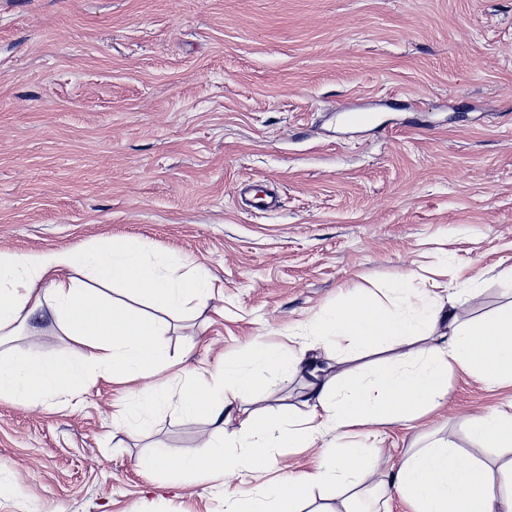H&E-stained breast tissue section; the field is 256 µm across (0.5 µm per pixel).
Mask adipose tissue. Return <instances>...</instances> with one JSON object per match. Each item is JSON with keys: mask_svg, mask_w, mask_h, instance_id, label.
Segmentation results:
<instances>
[{"mask_svg": "<svg viewBox=\"0 0 512 512\" xmlns=\"http://www.w3.org/2000/svg\"><path fill=\"white\" fill-rule=\"evenodd\" d=\"M414 278L407 272L391 286L395 306L366 294H345L293 347L260 344L236 360L217 361L204 385L176 386L154 378L166 361L161 338L168 319L206 306L213 297L207 270L186 269L171 253L153 256L148 244L134 237L40 254L0 251V397L32 406L48 396L80 393L103 373L139 385L113 419L130 431L146 430L152 415L169 407L189 416L208 412L214 438L192 455L151 448L139 463L151 478L168 469L198 478L228 469L264 471L273 464V449L313 448L329 433L346 438L345 447L313 470L270 483L260 495L226 499L225 512H358L357 503L370 489L401 492L412 512H512V477L496 480L486 460L466 457L449 440L422 436L386 470L361 443L378 437L380 427L409 424L438 407L454 370L512 381V304L491 318L463 322L456 294H449L447 303H430L425 293L412 291ZM45 308L77 344L76 353L40 348L38 330L29 321ZM23 328L29 343L11 346ZM326 337L352 358L373 353L377 360L327 375L312 353ZM402 342L411 350L399 358L393 351ZM298 369L308 375L302 416L255 411L240 430H230L236 409L255 403L268 379ZM468 435L479 448L511 449L512 402L474 416ZM368 477L373 485L367 489ZM326 485L338 489V506L316 504L314 489Z\"/></svg>", "mask_w": 512, "mask_h": 512, "instance_id": "adipose-tissue-1", "label": "adipose tissue"}]
</instances>
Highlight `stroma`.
<instances>
[{
	"label": "stroma",
	"instance_id": "1",
	"mask_svg": "<svg viewBox=\"0 0 512 512\" xmlns=\"http://www.w3.org/2000/svg\"><path fill=\"white\" fill-rule=\"evenodd\" d=\"M379 124L351 123L356 111ZM245 179L279 209L237 201ZM133 236L205 267L216 291L173 320L170 361L202 368L288 343L342 293L415 270L460 320L512 303V0H0V250ZM478 302H468L470 289ZM304 374L260 409L301 410ZM126 384L23 408L0 400V512H224L316 448L203 482L148 479L163 444L197 452L206 415L112 427ZM512 383L461 371L417 429L386 427L381 467L418 430L468 446Z\"/></svg>",
	"mask_w": 512,
	"mask_h": 512
}]
</instances>
